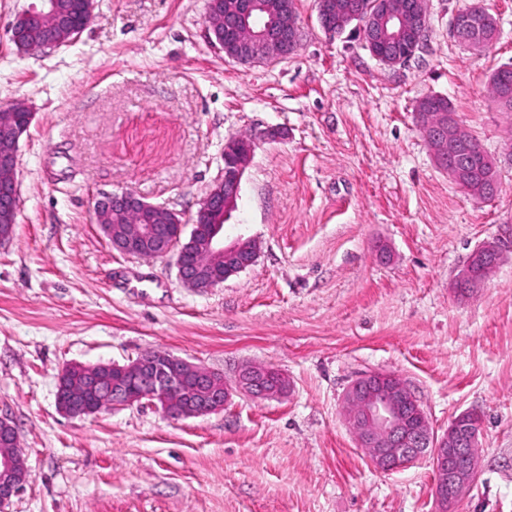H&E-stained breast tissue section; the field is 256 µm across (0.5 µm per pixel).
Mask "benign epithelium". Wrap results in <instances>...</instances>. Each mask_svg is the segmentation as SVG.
<instances>
[{
    "label": "benign epithelium",
    "instance_id": "7a95c632",
    "mask_svg": "<svg viewBox=\"0 0 512 512\" xmlns=\"http://www.w3.org/2000/svg\"><path fill=\"white\" fill-rule=\"evenodd\" d=\"M82 17L75 19L69 7H60L58 0H39L20 13L10 25L9 33L17 46L25 44L23 34L34 32L40 44L32 50H54L74 42L88 25L94 0H80ZM255 11L252 0H224L218 9L207 5L206 23L211 43L224 55L242 64L270 59H286L299 47L300 26L288 5L276 11L277 21L253 30L249 19ZM320 26L330 35L354 23L362 32L363 41L374 48L371 55L379 63L395 67L407 63L415 52L412 34L425 33L428 28L426 0H367V6L352 13H338L320 5L317 9ZM484 22L498 26L492 15L481 18L478 12L461 11L454 15L450 32L460 31ZM32 113L22 104L0 107V244L11 237L16 224L20 197L16 168L19 141L28 130ZM281 132L270 128L261 131L248 143L236 137L224 144V177L210 188L202 199L198 217L207 224V232L199 236L190 233L183 241L185 221L178 214L160 205L145 201L136 191L126 189L103 196L94 204L95 223L105 227L101 215L110 213L130 219L135 230L112 231L107 238L112 248L126 255L145 258H174L180 281L198 291H206L224 282L227 275L205 272V267H191L183 257L189 253H204L224 261V269L234 274L255 262L259 246L250 238L224 241V221L237 208L241 179L260 140L280 137ZM433 151L436 165L456 181L459 170L447 165L452 145L459 135L437 126L424 130ZM512 233L487 240L480 248L503 257L511 250ZM112 374H99L93 385L107 387L108 407L119 408L147 401L158 405L172 419L200 417L224 409L232 388L224 376L196 365L166 351H148L127 363L110 362ZM235 388L255 398L266 399L282 394L288 379L277 369L265 365H245L235 378ZM344 401L358 407L345 414L358 447L368 448L374 465L383 472H397L415 462L429 458L434 471V497L440 512H445L471 488L480 468L479 447L481 418L465 411L439 435L431 427L425 410L400 375L389 371H374L357 378L348 388ZM56 404L61 413L75 417L83 408L70 392H56ZM30 473L24 458L12 451L0 452V512L29 482Z\"/></svg>",
    "mask_w": 512,
    "mask_h": 512
}]
</instances>
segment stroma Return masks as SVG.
Here are the masks:
<instances>
[{"instance_id": "1", "label": "stroma", "mask_w": 512, "mask_h": 512, "mask_svg": "<svg viewBox=\"0 0 512 512\" xmlns=\"http://www.w3.org/2000/svg\"><path fill=\"white\" fill-rule=\"evenodd\" d=\"M30 2L0 0V106L33 114L0 244V411L30 470L7 512H438L430 459L381 472L345 421L347 387L380 369L438 432L483 416L479 474L451 512H512V252L469 297L453 290L512 226V112L489 89L512 64V0H426L427 36L396 67L353 30L326 35L316 0H295V54L256 64L211 46L206 0H96L79 40L22 51L8 26ZM476 3L500 23L478 50L450 33ZM430 95L498 159L493 199L435 164L416 117ZM267 128L284 136L259 143L224 225L259 253L216 288L113 250L92 222L97 199L128 188L191 219L225 141ZM147 350L229 383L269 365L288 389L180 420L146 403L58 411L63 367Z\"/></svg>"}]
</instances>
